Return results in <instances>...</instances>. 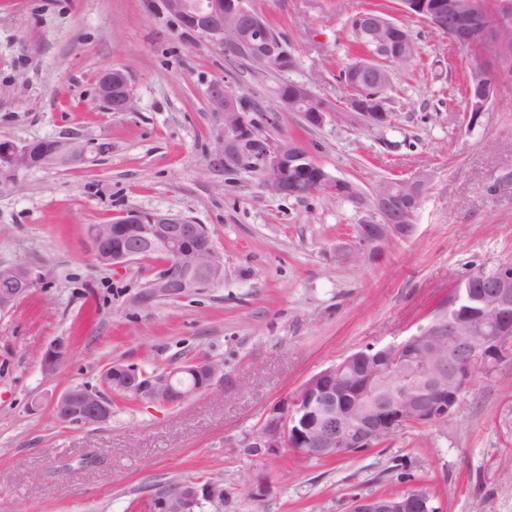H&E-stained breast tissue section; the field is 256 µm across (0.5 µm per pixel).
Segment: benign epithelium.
<instances>
[{
	"mask_svg": "<svg viewBox=\"0 0 512 512\" xmlns=\"http://www.w3.org/2000/svg\"><path fill=\"white\" fill-rule=\"evenodd\" d=\"M166 12L179 25L205 38L211 45L235 53L251 51L257 63L271 62L275 69L295 66L293 57L280 41L262 37L261 15L244 0L219 7L218 0H163ZM404 10L422 17L454 43L459 33L466 35L464 46L499 60L512 50V18L476 12L473 0H403ZM376 32L391 36L380 40L385 59L366 56L343 78L351 90L345 113L364 123L384 127L389 113L384 101L362 88L363 82L382 86L390 70L380 63H399L412 47V36L397 33L380 23ZM487 61L476 64L468 88V124L475 127L495 96V83L488 78ZM99 101L111 112H132L136 100L127 76L108 69L99 77ZM211 110L224 127L218 137L214 161L226 170L250 165L249 152L260 155L262 183L273 194L307 197L314 193L342 195L350 182L324 170L313 181H303L295 169L303 167L308 153L297 142L274 140L256 133L248 113L240 110L232 87L221 82L209 93ZM304 105L306 124L321 126L328 117L338 118L318 104L305 84H297L290 107ZM251 143L252 149L245 148ZM112 151L106 139L94 141L56 138L16 143L0 140V194L14 190V176L21 169L82 165L88 155L102 156ZM429 177L420 173L411 179L383 182L358 208L369 214L356 225L352 241L336 250L340 262H375L388 242L413 235L415 215L420 208ZM91 253L106 265L122 267L162 250L164 272L158 273L141 292L137 303L149 306L162 297L184 298L214 288L224 281V259L216 251L200 224L177 214L128 210L111 224H95L87 233ZM0 278L10 282L9 291L0 292V314L12 310L36 287L38 275L24 262L0 263ZM474 281L484 283L477 292ZM66 345L58 341L44 353L41 369L52 376L62 364ZM512 359V266L484 264L458 277L436 316L399 343L381 348L372 345L356 350L322 368L305 380L277 408L266 416L259 431L246 443L266 453L289 448L301 455L321 459L336 458L355 449L372 448L383 438H392L409 426H430L456 415L460 394L478 366L497 367ZM112 388L135 392L168 407L184 404L200 393H221L224 369L202 357L188 365L146 374L131 366L112 365ZM112 401L96 390L69 388L55 396L53 408L66 424L83 426L107 422ZM205 492L198 484L187 486L178 498H164L158 512H189ZM350 512H434L430 498L415 489L352 499Z\"/></svg>",
	"mask_w": 512,
	"mask_h": 512,
	"instance_id": "1",
	"label": "benign epithelium"
}]
</instances>
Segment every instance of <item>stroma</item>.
Segmentation results:
<instances>
[{
    "instance_id": "stroma-1",
    "label": "stroma",
    "mask_w": 512,
    "mask_h": 512,
    "mask_svg": "<svg viewBox=\"0 0 512 512\" xmlns=\"http://www.w3.org/2000/svg\"><path fill=\"white\" fill-rule=\"evenodd\" d=\"M287 39L291 71L262 73L184 31L162 0H0V139L76 135L112 151L77 167L19 171L0 195V262L41 279L0 314V512H157L172 482L222 476L224 504L201 512H349L355 495L427 492L438 512H512V360L475 372L447 422L414 426L388 442L315 460L284 448L250 453L266 415L309 376L373 343L427 323L455 278L512 258V75L475 129L464 122V82L477 51L404 11L400 0H253ZM384 9L420 45L415 66L391 67V126L327 118L307 125L277 95L308 85L343 105L340 70L354 50L349 17ZM118 69L132 112L106 111L100 73ZM231 85L260 133L298 141L332 175L371 193L384 178L426 173L415 234L382 259L340 262L361 212L347 199L269 194L255 172L214 164L220 118L213 83ZM276 113L275 125L266 117ZM170 212L203 225L224 257L220 287L148 307L134 298L158 260L121 269L92 256L87 229L131 210ZM68 352L53 376L41 359ZM206 357L224 365V392L173 408L119 399L99 426L60 422L51 399L101 385L116 363L163 371ZM41 397L43 406L31 411ZM95 451L103 462L84 467ZM66 472L53 480L58 466ZM265 492H258V484ZM67 352L66 345L61 342H55L44 353L41 361V369L45 376H52L56 373L62 364Z\"/></svg>"
}]
</instances>
